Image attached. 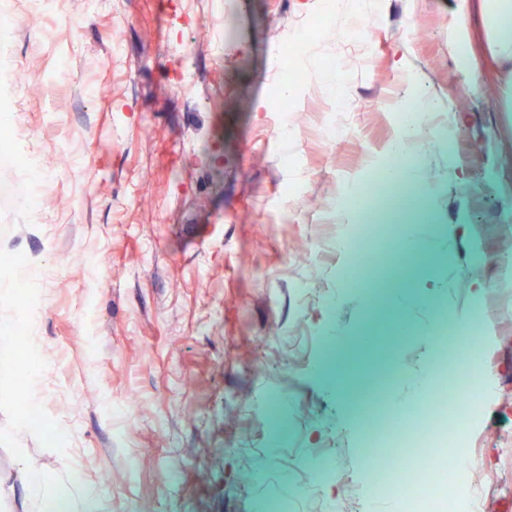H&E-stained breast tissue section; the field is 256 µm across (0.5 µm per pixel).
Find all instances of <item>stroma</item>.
Returning <instances> with one entry per match:
<instances>
[{
  "label": "stroma",
  "instance_id": "stroma-1",
  "mask_svg": "<svg viewBox=\"0 0 512 512\" xmlns=\"http://www.w3.org/2000/svg\"><path fill=\"white\" fill-rule=\"evenodd\" d=\"M370 3L374 46L345 60L343 89L371 95L378 110L358 141L331 153L319 146L318 112L286 136L266 132L282 75L270 66L275 40L316 54L306 70L283 62L293 101L336 100L324 78L336 45L323 0H96L91 11L64 0L78 26L19 24L12 63L32 78L23 109L56 179L43 222L29 223L12 203L25 175L0 156V350L13 353L0 364V512H30L27 467L76 498L102 472L120 473L100 512H139L147 500L155 512H254L263 500L286 512H369L358 404L390 371L383 406L423 410L429 388L413 379L431 373V339L394 345L393 326L432 320L429 300L473 312L493 337L486 355L499 393L471 429L499 480L496 512L512 503V271L500 264L512 237V112L472 93L481 71H461L449 55L457 0ZM189 41L195 83L184 93L174 49ZM419 93L448 114L447 133L422 157L421 189L434 225L471 228L457 245L458 275L436 254L398 253L391 294L344 281V254L304 262L292 248L322 227L320 204L366 181L360 157L387 143L389 97ZM452 157L469 191L449 183ZM301 185L307 208L296 213L282 194ZM476 249L473 270L465 259ZM26 263L56 273L26 288L15 281ZM471 270L488 285L477 304ZM30 345L62 357L56 376L22 375ZM279 412L284 440L265 430ZM315 448L331 449L336 475ZM256 464L261 480L245 481ZM311 471L318 483L297 495ZM341 474L355 487L343 498Z\"/></svg>",
  "mask_w": 512,
  "mask_h": 512
}]
</instances>
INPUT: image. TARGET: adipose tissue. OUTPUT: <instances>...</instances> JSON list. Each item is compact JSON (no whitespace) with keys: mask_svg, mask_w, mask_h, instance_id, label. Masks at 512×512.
I'll use <instances>...</instances> for the list:
<instances>
[{"mask_svg":"<svg viewBox=\"0 0 512 512\" xmlns=\"http://www.w3.org/2000/svg\"><path fill=\"white\" fill-rule=\"evenodd\" d=\"M448 46L457 67L481 69L486 75L483 90L497 97L505 111L512 112V0H459ZM392 126L386 154L397 158L399 166L390 176L400 190L409 193L418 190L422 179L417 152L407 151L403 145L412 126L397 120ZM469 231L465 224L455 225L447 234L427 225L411 227L401 248L411 253L426 242L437 255L450 258L455 254L457 240ZM21 479L30 490L35 512H98L95 491H86L78 501L60 496L36 471H22Z\"/></svg>","mask_w":512,"mask_h":512,"instance_id":"adipose-tissue-1","label":"adipose tissue"}]
</instances>
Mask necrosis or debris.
<instances>
[{"label":"necrosis or debris","mask_w":512,"mask_h":512,"mask_svg":"<svg viewBox=\"0 0 512 512\" xmlns=\"http://www.w3.org/2000/svg\"><path fill=\"white\" fill-rule=\"evenodd\" d=\"M13 7L14 0H0V112L18 114L20 97L3 62L15 34ZM35 134V129L19 120L8 135L0 137V152L30 172L22 203L34 224L39 221L38 203L52 183L42 175L39 157L25 148ZM324 212L328 223L336 227L334 246L363 272L374 268L382 245L399 239L405 214L420 220L426 217L416 196L402 194L375 175L359 192L340 190L335 202L325 204ZM482 344L479 324L457 337L438 334L432 366L442 376L464 377L463 388L449 390L442 380L428 393L426 416L382 414L363 437L364 468L393 466L389 480L376 484L375 495L396 498L399 512H490L470 433L482 399L496 386L493 379L480 378L472 369L471 359L480 353Z\"/></svg>","instance_id":"4bbe7bcc"}]
</instances>
